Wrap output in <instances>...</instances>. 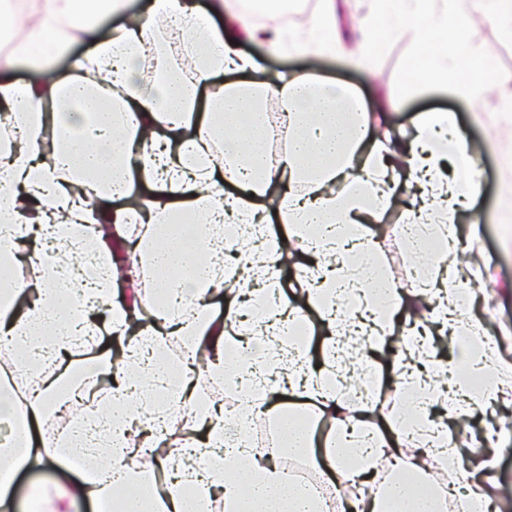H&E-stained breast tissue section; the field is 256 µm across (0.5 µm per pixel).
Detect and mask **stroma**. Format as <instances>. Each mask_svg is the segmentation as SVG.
Returning a JSON list of instances; mask_svg holds the SVG:
<instances>
[{
	"mask_svg": "<svg viewBox=\"0 0 512 512\" xmlns=\"http://www.w3.org/2000/svg\"><path fill=\"white\" fill-rule=\"evenodd\" d=\"M379 41L381 48L366 67L353 66L339 54L273 55L253 42L243 43L242 49L257 60L260 76L312 70L352 88L366 101L369 112L379 116L371 124L375 136L388 128L395 135L408 137L423 113L455 114L476 158L479 192L472 209L456 214L451 231L464 244L462 265L477 272L471 312L499 339L502 359L512 361V250L503 247L504 238L512 236V223L499 220L501 213L512 211V194L505 191L512 181V120L496 112L498 98L512 94V41H506L501 29L486 21L476 22L471 30V51L490 71L484 96L479 100L462 98L450 89H404L402 75L417 61L410 35L383 33ZM409 196V190L395 191L379 234V258L389 278L405 288L411 283L414 261L396 236L394 224L402 216ZM451 429L467 448L483 437L500 441L494 463L471 460L465 479L491 489L500 512H512V390L490 406L473 410Z\"/></svg>",
	"mask_w": 512,
	"mask_h": 512,
	"instance_id": "1",
	"label": "stroma"
}]
</instances>
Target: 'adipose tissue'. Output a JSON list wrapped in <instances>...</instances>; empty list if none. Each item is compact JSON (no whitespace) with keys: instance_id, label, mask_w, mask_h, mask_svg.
Masks as SVG:
<instances>
[{"instance_id":"adipose-tissue-1","label":"adipose tissue","mask_w":512,"mask_h":512,"mask_svg":"<svg viewBox=\"0 0 512 512\" xmlns=\"http://www.w3.org/2000/svg\"><path fill=\"white\" fill-rule=\"evenodd\" d=\"M125 0H15L0 9V31L18 40L0 56V69L24 60L50 68L52 59L31 48L56 39L84 42L69 72L46 80L0 81V126L18 139L0 147V269L32 264L24 285L0 280V335L15 347L8 365L41 373L40 386L15 414L8 389L0 388V420L13 419L15 435L0 448V512H80L92 499L97 512H203L209 498L224 512H325L316 492L292 480L280 461L244 445L222 407L202 399L188 372L172 378L150 353L167 336L184 337L198 351L202 372L240 390L237 420L259 407L273 408V379L306 399L316 428L289 429V450H319L320 467L336 492L356 479L376 482L378 465L393 474L366 512H438L435 499L408 500L394 474L411 468L432 478V458L465 469L455 440L431 436L429 405L440 400L449 421L468 409L490 405L512 389V366L503 364L484 324L466 314L475 285L458 265L456 240L425 281L396 288L377 261L376 223L407 171L416 187L405 211L414 227L453 217L471 207L478 191L468 179L474 157L448 112L427 113L410 141L371 137L364 101L353 90L310 71L272 81L252 79L256 60L238 48L257 41L275 53L306 56L351 53L366 66L381 31H409L421 54L414 80L454 84L464 95L480 94L479 67L469 53L467 23L474 16L512 28V0H365V37L350 51L336 20V0H318L313 16L288 25L245 22L240 0H150L147 13H129ZM121 14L115 35L100 36L104 19ZM224 19L214 27L212 16ZM283 105L280 122L288 148L266 150L268 118L263 102ZM195 225L197 250L179 247L167 232L171 221ZM233 225L232 252L224 227ZM279 224L282 236L268 227ZM64 228L57 252L28 249L32 236ZM128 261H119L116 243ZM304 255L295 277L298 294L288 300L280 272ZM175 264L185 277L162 282L166 306L152 293L122 300L121 284L135 283L145 265ZM225 299V316L211 311ZM270 296L265 316L249 313L251 299ZM361 297L352 318L340 306ZM425 302L454 339L462 371L446 383L435 379L440 361L424 347L405 348L395 369L410 398L411 425L400 427L355 394L352 382L368 350L382 343L394 306ZM315 311L327 330L319 364L307 344L294 341L297 327ZM117 340L114 361L84 360L83 372H109L113 402L76 421L67 438L47 443L41 425L54 403L59 379L45 374L82 346L90 321ZM253 338L256 350L238 355L225 334ZM172 393L178 416L153 411L152 391ZM184 446L167 449L160 468H174L163 483L144 482L142 499L120 498L118 486L138 480L134 461L145 444L174 432ZM62 467L80 484L35 487L17 504L10 486L17 469L31 464Z\"/></svg>"}]
</instances>
